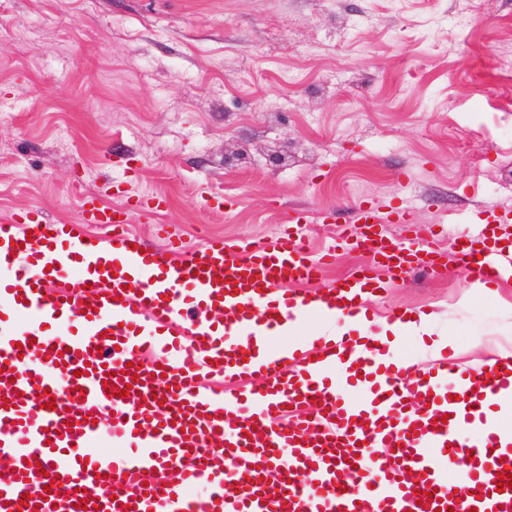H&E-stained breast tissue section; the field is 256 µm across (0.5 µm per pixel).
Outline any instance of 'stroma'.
I'll list each match as a JSON object with an SVG mask.
<instances>
[{
  "label": "stroma",
  "mask_w": 512,
  "mask_h": 512,
  "mask_svg": "<svg viewBox=\"0 0 512 512\" xmlns=\"http://www.w3.org/2000/svg\"><path fill=\"white\" fill-rule=\"evenodd\" d=\"M512 0H0V223L38 211L105 237L82 193L159 195L131 230L268 239L285 214L408 204L454 253L485 207L512 211ZM222 207L205 208V200ZM336 249L317 294L369 257ZM431 313L459 368L512 354V282L472 288L457 265L366 303Z\"/></svg>",
  "instance_id": "stroma-1"
}]
</instances>
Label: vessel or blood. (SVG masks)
<instances>
[{
	"instance_id": "obj_1",
	"label": "vessel or blood",
	"mask_w": 512,
	"mask_h": 512,
	"mask_svg": "<svg viewBox=\"0 0 512 512\" xmlns=\"http://www.w3.org/2000/svg\"><path fill=\"white\" fill-rule=\"evenodd\" d=\"M84 207L109 229L94 248L35 211L0 225V512H512V490L497 488L512 469L499 417L512 357L405 382L398 353L353 329L313 368L284 362L309 357L288 336L297 318L355 316L385 282L447 274L434 226L411 225L400 243L385 227L404 211L360 203L357 231L340 237L370 265L308 295L298 286L336 259L303 248L308 212L262 241L140 249L125 208ZM472 220L479 230L457 250L467 278L512 281V217L484 207ZM249 373L263 384L229 394L210 383ZM107 431L131 452H100ZM460 457L461 476L448 467Z\"/></svg>"
}]
</instances>
